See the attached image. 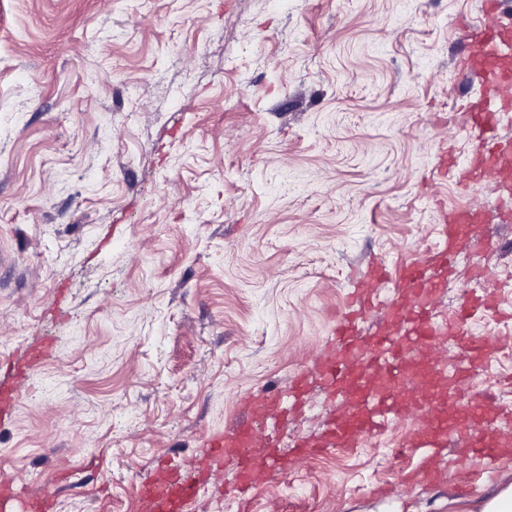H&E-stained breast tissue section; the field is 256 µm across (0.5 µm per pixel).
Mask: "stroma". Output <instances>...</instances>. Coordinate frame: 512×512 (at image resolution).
Segmentation results:
<instances>
[{
	"label": "stroma",
	"instance_id": "35a3bbf8",
	"mask_svg": "<svg viewBox=\"0 0 512 512\" xmlns=\"http://www.w3.org/2000/svg\"><path fill=\"white\" fill-rule=\"evenodd\" d=\"M484 0H0V364L57 336L0 423V483L55 512H143L157 460L190 468L246 399L319 361L353 270L405 265L471 206L494 238L458 255L437 317L502 339L461 386L512 404V222L489 187L432 177L440 142L472 143L482 87L456 65L452 19ZM334 406L309 389L283 430L289 456L247 501L214 475L190 512H478L512 481L447 446L441 481L409 483V408L349 447L305 457Z\"/></svg>",
	"mask_w": 512,
	"mask_h": 512
}]
</instances>
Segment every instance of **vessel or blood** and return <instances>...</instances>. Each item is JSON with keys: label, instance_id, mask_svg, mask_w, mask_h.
<instances>
[{"label": "vessel or blood", "instance_id": "vessel-or-blood-1", "mask_svg": "<svg viewBox=\"0 0 512 512\" xmlns=\"http://www.w3.org/2000/svg\"><path fill=\"white\" fill-rule=\"evenodd\" d=\"M467 47L461 57L464 73L481 76L489 85L512 87V21L490 28L466 29ZM512 110V96L485 99L470 106L464 115L473 142L466 160L455 161L444 154V168H456L457 186L464 191L477 184L512 192V140L498 134L502 113ZM477 218L470 210L456 208L449 212L441 249L420 263L407 266L401 284L391 300H381L377 289L384 280V268L373 264L359 277L343 304L330 315L332 353L316 374L344 401L326 429L325 447H346L357 435L386 428L408 405L417 407L423 420L411 445L436 454L442 444L454 442L460 448H473L482 454L488 466H495L503 451L498 441L500 420L511 414L508 409L489 403L483 414L456 395L431 393L411 373L408 354L433 347L441 338L460 343L465 354L459 364L448 369L449 380H457L464 369L475 367L490 347L488 340L470 336L465 323L479 308L493 304L492 295L466 299L461 312L450 319L436 320L430 310L442 282L453 271V260L462 252H482L487 234L470 232ZM388 317L385 329L378 332L372 350L359 347L362 323L370 313ZM302 380H295L288 393L263 391L258 395L259 417L265 423H283L288 401H301ZM254 426L244 422L212 436L207 453L216 466L233 461L235 472L232 491L250 487L247 470L251 463ZM197 489L196 483L184 479L177 466L158 465L152 479L141 488L153 505V512H185V506Z\"/></svg>", "mask_w": 512, "mask_h": 512}]
</instances>
